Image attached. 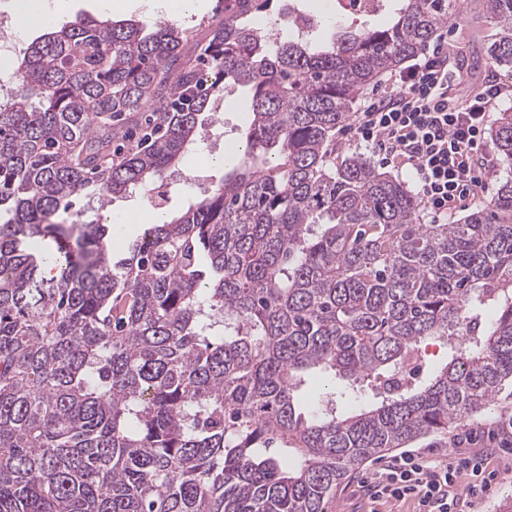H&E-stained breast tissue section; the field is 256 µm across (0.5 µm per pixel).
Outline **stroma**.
<instances>
[{
    "label": "stroma",
    "instance_id": "stroma-1",
    "mask_svg": "<svg viewBox=\"0 0 512 512\" xmlns=\"http://www.w3.org/2000/svg\"><path fill=\"white\" fill-rule=\"evenodd\" d=\"M457 15L443 28L452 45L461 72L460 94L468 98L479 92L486 84L499 83L504 93L491 111V120L512 108V68L493 65L487 50L499 36L496 22L488 14L485 0H457ZM248 107L246 95L237 88L224 90L222 119L224 134L214 137L209 127H202L192 150L183 157L177 171L167 177L161 188L146 186L113 198L112 213L120 216L134 210L160 206L164 212L179 213L186 210L195 199L206 194L221 182L233 162L232 151L238 148L244 114ZM222 157L218 166H202L196 161L198 152ZM481 152L484 164L485 187L477 197L466 200L455 211L456 216L490 206L499 184L512 178V164L503 160L492 141H485ZM512 421V387H506L481 415L465 419L450 429L448 434L429 435L412 442V449L445 457L449 452H468L472 447L491 449L490 466L500 476L483 501L464 507L463 512H507L512 507V461L506 460L505 451L512 449V433H501L498 439L482 436L483 428ZM380 458L368 460L359 471L344 482L331 502L334 512H414V502L393 505L372 501L361 484L370 471L380 465Z\"/></svg>",
    "mask_w": 512,
    "mask_h": 512
}]
</instances>
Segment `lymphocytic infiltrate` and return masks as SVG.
<instances>
[{"mask_svg": "<svg viewBox=\"0 0 512 512\" xmlns=\"http://www.w3.org/2000/svg\"><path fill=\"white\" fill-rule=\"evenodd\" d=\"M456 84L444 44L429 47L355 112L349 128L354 141L406 167L424 208L443 219L483 188L475 153L503 93L490 84L463 104ZM496 477L478 453L436 462L408 450L375 468L363 487L375 501L411 500L416 512H456L457 504L482 499Z\"/></svg>", "mask_w": 512, "mask_h": 512, "instance_id": "f902f5d3", "label": "lymphocytic infiltrate"}]
</instances>
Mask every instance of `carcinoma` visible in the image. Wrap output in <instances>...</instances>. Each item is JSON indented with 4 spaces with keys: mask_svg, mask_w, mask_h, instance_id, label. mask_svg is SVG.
Returning a JSON list of instances; mask_svg holds the SVG:
<instances>
[{
    "mask_svg": "<svg viewBox=\"0 0 512 512\" xmlns=\"http://www.w3.org/2000/svg\"><path fill=\"white\" fill-rule=\"evenodd\" d=\"M202 48L163 22H66L0 101V512H327L366 460L448 432L512 384V179L417 223L407 185L333 141L452 0L287 41L233 0ZM512 65V0H486ZM232 85L243 153L115 254L87 211L176 171ZM512 162V110L492 130ZM435 339L445 364L395 376ZM328 380L308 407L305 377ZM374 381L373 398L357 399Z\"/></svg>",
    "mask_w": 512,
    "mask_h": 512,
    "instance_id": "obj_1",
    "label": "carcinoma"
}]
</instances>
